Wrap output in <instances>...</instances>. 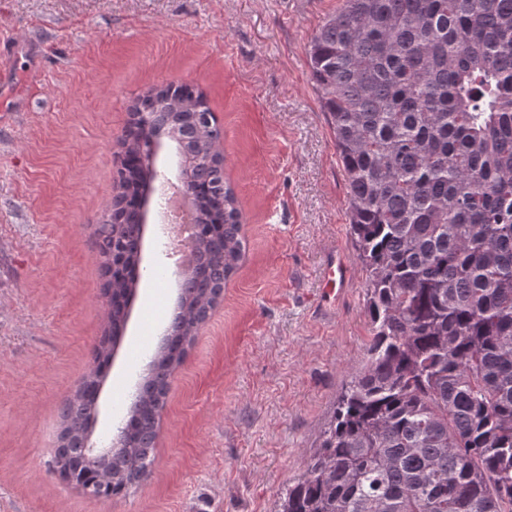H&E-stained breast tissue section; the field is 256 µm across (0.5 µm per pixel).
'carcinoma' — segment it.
I'll use <instances>...</instances> for the list:
<instances>
[{"instance_id":"carcinoma-1","label":"carcinoma","mask_w":512,"mask_h":512,"mask_svg":"<svg viewBox=\"0 0 512 512\" xmlns=\"http://www.w3.org/2000/svg\"><path fill=\"white\" fill-rule=\"evenodd\" d=\"M368 273L373 336L277 512H512V0H343L311 40ZM205 94L131 112L115 209L96 228L105 338L64 403L54 470L124 497L154 461L169 378L244 256ZM176 144L198 260L108 457L86 436L140 278L152 145Z\"/></svg>"}]
</instances>
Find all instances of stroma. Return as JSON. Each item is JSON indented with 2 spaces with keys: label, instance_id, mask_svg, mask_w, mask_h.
<instances>
[{
  "label": "stroma",
  "instance_id": "stroma-1",
  "mask_svg": "<svg viewBox=\"0 0 512 512\" xmlns=\"http://www.w3.org/2000/svg\"><path fill=\"white\" fill-rule=\"evenodd\" d=\"M342 0H0L22 106L0 125V512H276L372 332L346 174L310 42ZM170 81L205 92L246 253L175 370L151 472L91 499L50 466L60 409L105 334L97 224L129 110ZM151 201L147 273L91 436L108 444L177 308ZM351 279L318 299L329 252Z\"/></svg>",
  "mask_w": 512,
  "mask_h": 512
}]
</instances>
